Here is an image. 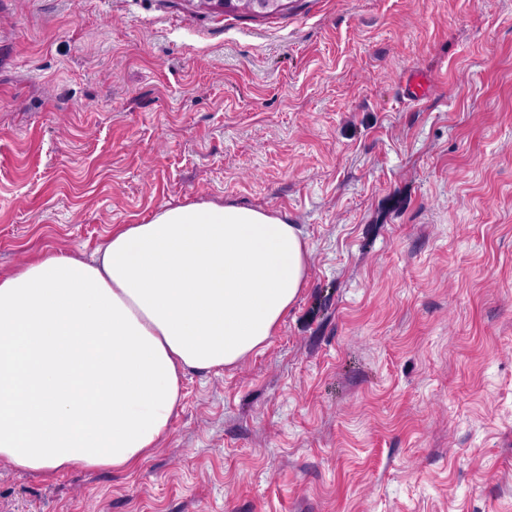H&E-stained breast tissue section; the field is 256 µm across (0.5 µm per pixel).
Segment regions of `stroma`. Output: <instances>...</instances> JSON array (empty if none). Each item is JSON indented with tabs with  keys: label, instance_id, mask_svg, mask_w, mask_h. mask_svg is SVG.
I'll return each instance as SVG.
<instances>
[{
	"label": "stroma",
	"instance_id": "stroma-1",
	"mask_svg": "<svg viewBox=\"0 0 512 512\" xmlns=\"http://www.w3.org/2000/svg\"><path fill=\"white\" fill-rule=\"evenodd\" d=\"M195 200L297 225V303L139 468L0 462V512H512V0H0V272ZM197 7L208 12L224 13V4L236 3L237 11L251 15H274L288 7L286 0H194Z\"/></svg>",
	"mask_w": 512,
	"mask_h": 512
}]
</instances>
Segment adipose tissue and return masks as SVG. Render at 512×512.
Returning <instances> with one entry per match:
<instances>
[{"label": "adipose tissue", "mask_w": 512, "mask_h": 512, "mask_svg": "<svg viewBox=\"0 0 512 512\" xmlns=\"http://www.w3.org/2000/svg\"><path fill=\"white\" fill-rule=\"evenodd\" d=\"M308 272L295 225L200 201L119 225L91 260L0 273V461L135 470L168 435L185 373L261 350Z\"/></svg>", "instance_id": "adipose-tissue-1"}]
</instances>
